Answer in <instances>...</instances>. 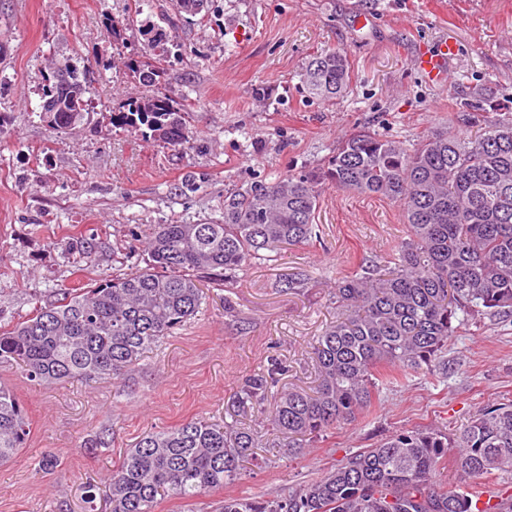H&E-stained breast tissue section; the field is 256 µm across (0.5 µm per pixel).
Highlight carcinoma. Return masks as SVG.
Segmentation results:
<instances>
[{
	"label": "carcinoma",
	"mask_w": 512,
	"mask_h": 512,
	"mask_svg": "<svg viewBox=\"0 0 512 512\" xmlns=\"http://www.w3.org/2000/svg\"><path fill=\"white\" fill-rule=\"evenodd\" d=\"M148 87L164 69L134 61ZM309 94L333 101L346 92L350 68L336 49L314 55L300 75ZM86 83L64 64L48 77L40 117L54 131L74 129L88 112ZM112 126L149 134L178 151L195 138L189 113L168 95L152 94L109 111ZM375 194L397 203L408 238L382 274L336 279L340 318L317 337L318 383L291 388L265 406L269 380L257 375L237 395L257 408L299 454L330 427L356 421L386 384L437 374L461 322L512 313V123L474 138L426 135L411 147L375 130L347 137L324 162L224 194L217 218L161 224L147 242L148 263L87 288H58L26 320L0 333V360L29 381L119 378L160 339L194 317L204 279L225 280L256 260L312 240L320 189ZM28 413L0 385V463L29 436ZM455 449L464 487L438 481ZM248 428L210 418L148 431L127 449L106 486L110 512H155L159 500L195 498L233 483L255 459ZM512 472V404L486 408L463 430H402L364 448L288 495L256 501L225 496L219 512H512V495L493 503L471 492Z\"/></svg>",
	"instance_id": "carcinoma-1"
}]
</instances>
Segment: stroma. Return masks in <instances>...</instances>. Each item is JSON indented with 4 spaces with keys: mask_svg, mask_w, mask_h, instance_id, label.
<instances>
[{
    "mask_svg": "<svg viewBox=\"0 0 512 512\" xmlns=\"http://www.w3.org/2000/svg\"><path fill=\"white\" fill-rule=\"evenodd\" d=\"M369 18L358 26L359 15ZM456 41L443 83L415 68L422 48ZM0 330L23 320L55 289L130 272L159 224L218 217L226 191L322 163L354 131L369 127L413 144L427 132L471 137L512 122V0H209L200 14H176L172 0H0ZM342 50L352 69L346 93L313 98L300 82L308 60ZM163 57L160 89L191 106L192 149L112 127L104 110L149 89L129 59ZM68 63L87 71L89 111L66 134L39 117L47 75ZM317 235L277 261L204 284L194 318L147 350L119 379L29 382L0 363L31 421L26 445L0 464V512H105L84 488L104 483L150 429L194 417L229 419L251 375L279 364L267 392L311 389L315 338L333 325L338 277L379 268L407 236L388 198L324 187ZM92 242V257L64 249ZM301 288H286L290 276ZM447 373L383 387L358 421L338 426L293 456L260 414L264 462L223 490L169 497L156 512H214L224 496L287 495L351 453L395 431L437 426L456 433L483 409L512 400V315L480 316L457 329ZM111 430L112 445L85 442ZM52 453L58 463L44 470Z\"/></svg>",
    "mask_w": 512,
    "mask_h": 512,
    "instance_id": "stroma-1",
    "label": "stroma"
}]
</instances>
